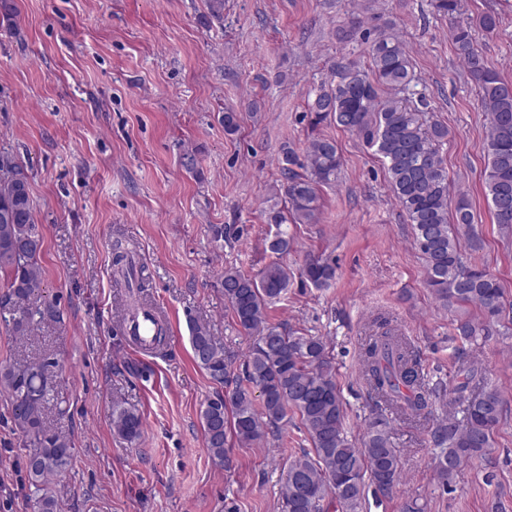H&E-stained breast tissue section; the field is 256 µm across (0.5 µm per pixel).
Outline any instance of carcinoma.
Wrapping results in <instances>:
<instances>
[{
  "mask_svg": "<svg viewBox=\"0 0 512 512\" xmlns=\"http://www.w3.org/2000/svg\"><path fill=\"white\" fill-rule=\"evenodd\" d=\"M453 44L486 117L485 193L499 231L511 236L512 83L488 65L471 27H457ZM412 80L411 58L395 24L388 22L367 49V62L337 65V76L315 90L307 113L314 124L329 118L362 136L385 160L391 191L425 260L427 288L450 311L470 305L477 310L476 316L459 319L455 326L456 336L471 344L504 324V290L494 274L468 258L466 250L480 248L472 203L465 193L451 194L437 149L448 137V128L424 123L422 112L399 97ZM340 168L341 157L330 138L309 139L300 155L291 147L283 148L279 169L284 201L274 202L266 211L267 223L276 226L268 242L272 253L282 258L293 250V238L283 225L317 223L319 187L336 182ZM43 244L28 176L14 157L0 154V271L7 277L0 311L9 314L6 322L17 336L27 334L36 322L62 319L58 304L44 296L39 264ZM113 254V265L127 287L142 289L143 270L135 264L132 251L118 239ZM300 272L316 288L328 286L335 277L334 266L320 255L308 257ZM290 279L288 265L280 260L255 275L224 267V299L238 328L256 337L242 379L235 376L233 355L210 325L189 320L192 360L215 385V395L200 410L205 449L222 463L232 443L244 447L269 433L278 434L291 410L298 414L313 451L290 460L281 488V512H328L332 507L336 512H359L365 482L383 496L396 489L401 475L399 450L382 414L370 419L360 445L349 440L346 407L326 341L270 321L269 305L286 295ZM49 366L48 361L0 366V386L8 392L11 418L27 448L24 468L34 488V512H58L50 484L74 460L71 441L45 418L53 391ZM364 367L371 394L406 419L432 416L445 392L443 381L430 382L407 338L390 330L367 337ZM453 391L458 410L439 418L431 432L439 449L436 472L444 482L492 447L503 412L500 394L484 388L482 371L473 365L459 366ZM111 424L113 433L129 443L141 437V414L119 401L112 403Z\"/></svg>",
  "mask_w": 512,
  "mask_h": 512,
  "instance_id": "1",
  "label": "carcinoma"
}]
</instances>
